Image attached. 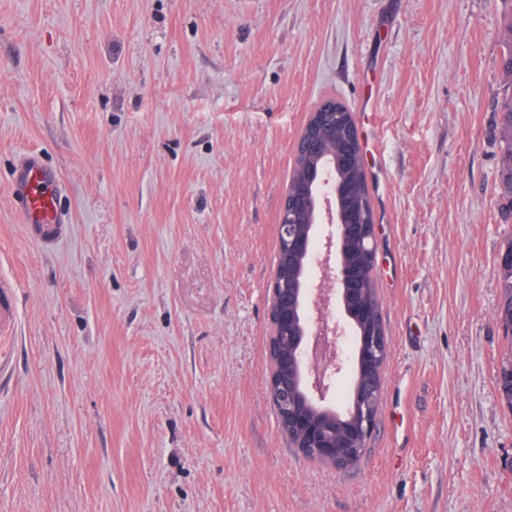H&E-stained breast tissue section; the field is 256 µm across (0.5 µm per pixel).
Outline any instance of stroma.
Returning a JSON list of instances; mask_svg holds the SVG:
<instances>
[{"label":"stroma","mask_w":512,"mask_h":512,"mask_svg":"<svg viewBox=\"0 0 512 512\" xmlns=\"http://www.w3.org/2000/svg\"><path fill=\"white\" fill-rule=\"evenodd\" d=\"M512 0H0V512H512V246L498 171ZM361 138L389 352L359 464L298 455L268 396L293 143ZM61 177L31 239L12 176ZM60 175L30 153L16 169L13 199L23 214L29 235L43 244H53L66 232L59 206ZM502 265H509L510 276L503 283V299L497 311V318L506 330L507 335H512V254H503ZM510 279V280H509ZM16 285L13 281L4 277L0 278V342L2 347L0 351V373L4 367L5 356L3 343H5L13 334L17 323V310L15 304Z\"/></svg>","instance_id":"obj_1"}]
</instances>
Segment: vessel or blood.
Returning <instances> with one entry per match:
<instances>
[{
	"label": "vessel or blood",
	"instance_id": "1",
	"mask_svg": "<svg viewBox=\"0 0 512 512\" xmlns=\"http://www.w3.org/2000/svg\"><path fill=\"white\" fill-rule=\"evenodd\" d=\"M61 179L46 167L41 158L28 154L16 170L13 199L23 214L29 235L36 241L52 244L66 232L59 206ZM16 285L0 278V342H6L17 323Z\"/></svg>",
	"mask_w": 512,
	"mask_h": 512
}]
</instances>
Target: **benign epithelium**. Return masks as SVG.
Wrapping results in <instances>:
<instances>
[{
    "instance_id": "benign-epithelium-1",
    "label": "benign epithelium",
    "mask_w": 512,
    "mask_h": 512,
    "mask_svg": "<svg viewBox=\"0 0 512 512\" xmlns=\"http://www.w3.org/2000/svg\"><path fill=\"white\" fill-rule=\"evenodd\" d=\"M313 112L318 115L319 128L305 138H297L294 151L319 157L324 166L306 175V190L283 196L278 240L288 245L283 260L293 255L305 259L309 266L318 267L321 280L313 287L307 281L297 284L291 276L280 286L274 282L270 285V320L276 322L282 336L278 344H269V359L281 361L285 371L277 377L269 376L268 388L279 425L286 424L298 434V438L290 436L288 440L300 454L311 448L324 459H350L363 455L374 430L383 391L382 370H377L379 380L375 381L363 373L361 363L376 359L384 345L382 339L374 336L361 341L355 353L356 374L350 377L347 403L363 416V423L350 438L294 410V402L302 398L335 411L328 405V398L335 377L344 369L337 341L367 311L358 290L349 287L355 274L343 260L344 242L375 238V224L341 209L344 188L334 182L330 172L355 160L359 134L349 123V110L328 98Z\"/></svg>"
}]
</instances>
